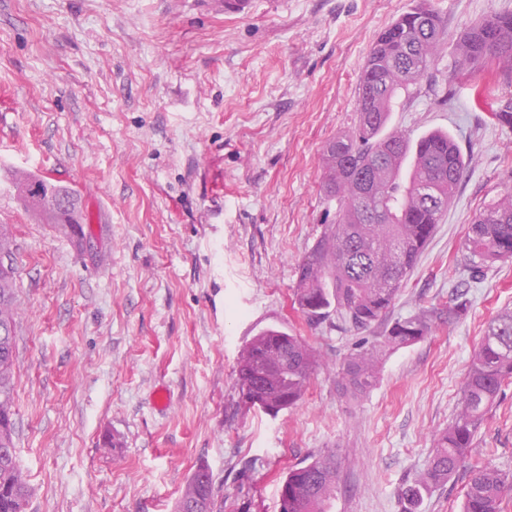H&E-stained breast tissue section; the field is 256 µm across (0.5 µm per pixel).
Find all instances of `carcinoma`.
<instances>
[{
	"label": "carcinoma",
	"instance_id": "cac0c4a2",
	"mask_svg": "<svg viewBox=\"0 0 512 512\" xmlns=\"http://www.w3.org/2000/svg\"><path fill=\"white\" fill-rule=\"evenodd\" d=\"M440 20L420 5L381 31L362 67L357 122L350 135L338 136L324 150L322 189L338 202L336 221L324 226L297 266L294 290L298 310L319 323L336 311L344 323L366 330L393 305L400 288L440 223L464 172L466 161L453 138L432 131L415 140L388 132L393 104L407 94L433 62L441 41ZM488 60L512 66V13H493L470 26L459 40L455 80ZM432 191L427 199L422 186ZM369 198L364 218L357 192ZM23 197L45 214L48 224H71L76 209L68 188L27 180ZM466 270L477 278L484 268L512 259V195L492 201L467 228ZM15 268L0 271V325L14 331ZM431 319L424 313L398 319L370 348L346 359L342 388L362 395L378 380L383 353L424 339ZM14 336L0 338V411L13 415ZM317 364L316 351L300 336L268 328L253 336L237 366V379L260 392L267 415L277 416L303 398ZM512 378V310L487 325L472 356L462 387L461 412L435 437L426 465L403 495L414 506L423 493L468 467L471 478L462 512H502L512 476L471 464L473 439L502 384ZM13 422L0 429V512H24L29 488L21 477ZM336 452L291 467L279 492V512H326L336 488ZM219 512L213 478L205 466L188 478L175 512Z\"/></svg>",
	"mask_w": 512,
	"mask_h": 512
}]
</instances>
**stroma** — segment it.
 Segmentation results:
<instances>
[{"label":"stroma","instance_id":"stroma-1","mask_svg":"<svg viewBox=\"0 0 512 512\" xmlns=\"http://www.w3.org/2000/svg\"><path fill=\"white\" fill-rule=\"evenodd\" d=\"M417 2L0 0V224L17 278L26 512H174L201 465L224 512H278L289 468L330 450L328 512H461L469 471L412 507L401 491L460 412L488 322L512 309V261L475 279L464 268L471 219L512 190V126L494 117L512 105V77L493 62L448 78L460 35L512 0H428L445 35L389 128L448 131L466 171L391 309L357 330L309 324L294 302L298 261L336 219L324 149L355 125L377 36ZM23 174L73 189L88 234L42 223ZM419 312L433 316L426 338L388 352L370 392L343 395L349 355ZM270 327L319 354L303 399L275 418L241 404L236 378ZM472 456L512 475V380Z\"/></svg>","mask_w":512,"mask_h":512}]
</instances>
